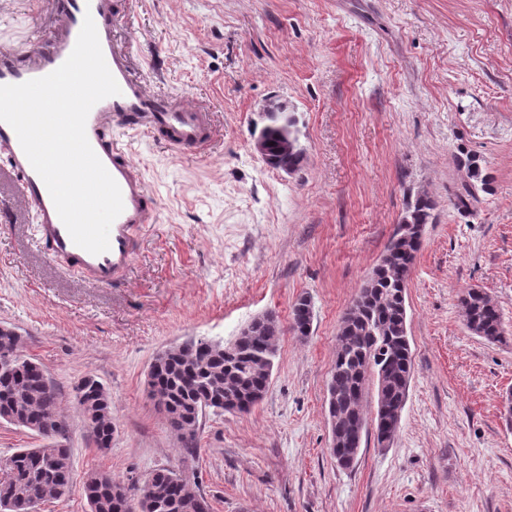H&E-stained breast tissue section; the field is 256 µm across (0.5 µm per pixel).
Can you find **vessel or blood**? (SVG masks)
<instances>
[{"label":"vessel or blood","mask_w":512,"mask_h":512,"mask_svg":"<svg viewBox=\"0 0 512 512\" xmlns=\"http://www.w3.org/2000/svg\"><path fill=\"white\" fill-rule=\"evenodd\" d=\"M52 7L54 22L43 48L23 53L0 50V85L20 84L53 72L72 52L85 16H92L106 64L121 89L120 95L98 102L86 121L87 138L123 198L124 209L110 228L109 250L94 255L73 242L15 131L2 121L0 155L16 179L18 196L32 209L39 240L53 258L77 270L88 283L108 287L133 264L141 229L156 219L155 199L124 145V137H160L177 151H200L210 144L213 127L208 112L150 91L133 75L130 50L117 45L113 0H54Z\"/></svg>","instance_id":"obj_1"}]
</instances>
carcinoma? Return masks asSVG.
<instances>
[{"mask_svg":"<svg viewBox=\"0 0 512 512\" xmlns=\"http://www.w3.org/2000/svg\"><path fill=\"white\" fill-rule=\"evenodd\" d=\"M271 155L280 157L288 170H297L303 160L299 130L292 117L280 115L260 129ZM288 142V152L282 143ZM431 201L420 196L410 206L401 224L372 268L366 284L352 300L338 330V346L327 383L333 400L328 417L336 419V438L342 448H351L352 419L363 416L366 395L361 389L368 375L383 381V403L389 408L404 405L413 369L411 346L401 342L407 321L406 298L411 267L429 223ZM467 329L490 342L503 336L497 307L480 290L471 288L460 298ZM313 308L306 296L292 305L290 329L294 335H310ZM283 329L277 319L257 323L251 335L238 339L234 357L224 355L225 342L197 340L183 343L160 359L148 373L150 396L165 412L169 428L183 448L193 453L199 443L195 416L224 413L218 402L234 400L239 412L247 413L258 401L272 371ZM11 364L0 368V419L26 428L42 437L37 448H21L0 458V512H28L33 505L60 500L72 491L71 449L56 440L64 428L57 411L59 394L41 365L28 355L24 342L0 330V356ZM82 397L75 398L87 422L96 448H112L111 396L93 376L82 379ZM83 494L90 512H212L210 502L197 491L191 478L168 468L154 470L141 484H129L105 470L88 473Z\"/></svg>","mask_w":512,"mask_h":512,"instance_id":"carcinoma-1","label":"carcinoma"}]
</instances>
